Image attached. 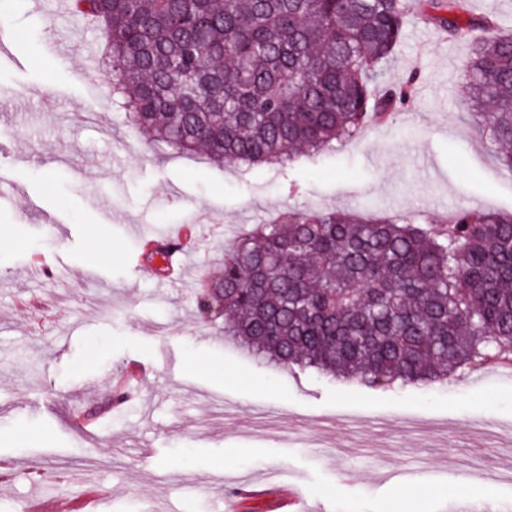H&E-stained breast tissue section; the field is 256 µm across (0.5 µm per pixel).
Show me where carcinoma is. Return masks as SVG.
I'll use <instances>...</instances> for the list:
<instances>
[{"label":"carcinoma","mask_w":512,"mask_h":512,"mask_svg":"<svg viewBox=\"0 0 512 512\" xmlns=\"http://www.w3.org/2000/svg\"><path fill=\"white\" fill-rule=\"evenodd\" d=\"M112 58L127 122L175 154L216 164L311 163L405 108L419 78L382 85L412 19L472 57L464 92L512 170V30L468 0H74ZM201 318L285 370L397 388L512 358V214L459 210L423 223L288 212L224 252Z\"/></svg>","instance_id":"cac0c4a2"}]
</instances>
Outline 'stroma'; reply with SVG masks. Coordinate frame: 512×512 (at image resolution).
I'll use <instances>...</instances> for the list:
<instances>
[{
  "mask_svg": "<svg viewBox=\"0 0 512 512\" xmlns=\"http://www.w3.org/2000/svg\"><path fill=\"white\" fill-rule=\"evenodd\" d=\"M0 22V512H224L241 478L299 485L319 512H449L463 487L512 512L511 481L463 468L512 465V375L343 385L242 353L196 305L225 247L297 207L511 213L512 171L462 92L468 47L413 21L384 74L420 72L409 105L285 177L157 148L112 103L99 29L54 0H6ZM140 224L191 225L203 265L132 268Z\"/></svg>",
  "mask_w": 512,
  "mask_h": 512,
  "instance_id": "obj_1",
  "label": "stroma"
}]
</instances>
